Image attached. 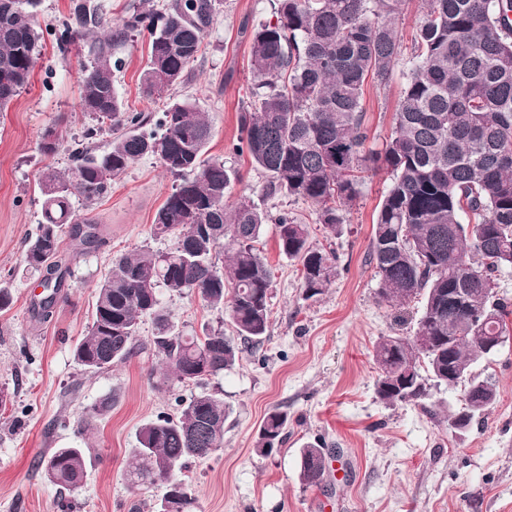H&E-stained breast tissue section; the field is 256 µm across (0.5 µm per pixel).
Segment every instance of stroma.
Wrapping results in <instances>:
<instances>
[{"label":"stroma","mask_w":512,"mask_h":512,"mask_svg":"<svg viewBox=\"0 0 512 512\" xmlns=\"http://www.w3.org/2000/svg\"><path fill=\"white\" fill-rule=\"evenodd\" d=\"M77 2L41 0L36 15L41 54L31 84L0 112V285L13 296L0 310V390L11 396L0 408V512H151L158 489L137 491L125 478L137 433L159 413L177 415L180 401L200 392L221 398L228 417L221 448L189 461L182 473L197 497L194 512H318L323 500L333 502V512H512V340L475 365V375L491 381L497 397L465 430L448 425L449 413L462 406L460 388L432 383L418 402L387 404L376 395L375 343L383 336L412 334L420 308L414 301L400 312L381 302L368 260L389 174L380 170L365 179L356 201L342 210V234L334 236L317 224L310 201L261 197L265 174L230 150L253 83L250 41L240 26L269 19L272 0H216L214 21L188 80L163 98L142 92L145 34L113 44L112 56L122 67L112 79L126 111L154 115L167 104L187 102L203 113L213 129L208 157L239 175L229 199L247 195L271 215L285 211L306 224L310 245L336 257L329 290L306 297L298 262L280 254L278 228L266 224L258 247L273 274L270 327L261 345L233 370L199 384L158 386L160 359L150 345L154 324L144 316L135 355L112 368L85 372L73 349L92 322L96 286L113 260L176 243L153 234L155 215L175 181L147 155L93 206L73 197L78 218L98 224L104 243L89 247L62 234L58 261L70 271L66 300L51 321L34 318L38 276L22 257L42 220L38 179L47 166H71L69 149L91 124L79 107L82 71L94 59L89 43L77 41L65 53L57 45ZM409 68L408 57H401L387 85L367 87L369 147L381 148L389 137ZM48 127L61 142L52 155L39 149ZM159 295L176 332L198 336L212 327L234 336L228 314L197 296L164 288ZM107 397L110 411L85 426L87 411ZM275 407L288 414V436L269 453H257L260 426ZM309 443L336 455V480L316 487L299 481V451ZM61 444L89 449L92 457L82 484L71 492L49 484L37 466L44 452Z\"/></svg>","instance_id":"1"}]
</instances>
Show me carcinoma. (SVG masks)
Wrapping results in <instances>:
<instances>
[{
    "instance_id": "1",
    "label": "carcinoma",
    "mask_w": 512,
    "mask_h": 512,
    "mask_svg": "<svg viewBox=\"0 0 512 512\" xmlns=\"http://www.w3.org/2000/svg\"><path fill=\"white\" fill-rule=\"evenodd\" d=\"M40 2L0 0L1 111L30 84L41 47L35 22ZM402 2L274 0L272 19L252 30V99L240 112L233 151L267 175L263 195L311 201L318 223L334 235L341 233V208L359 194L362 174L390 173L369 262L381 301L402 307L420 297L422 305L413 335L376 342V393L388 403L425 398L423 364L438 385L465 379L464 407L448 415L450 427L464 430L496 400L495 387L474 376V365L512 335L506 321L512 304L494 291L496 274L512 270V0H427L393 131L376 150L367 147L364 93L370 84L388 83L402 54L395 26ZM214 13L215 0H172L163 13L135 11L114 25L95 0H82L58 39L65 53L77 38L108 32L80 85L81 109L93 125L74 141L73 165L48 167L39 180L42 221L25 244L23 261L48 277L32 310L45 321L62 299L65 277L56 258L63 225H71L85 245L104 243L95 224L78 222L74 194L95 204L146 155L176 181L154 219V234L175 235L176 246L123 256L99 284L92 324L74 350L89 372L133 355L143 315L152 317L154 351L177 381L197 382L235 367L246 348L263 342L270 325L272 275L254 242L271 220L279 251L301 265L306 296L331 286L334 256L309 244L307 225L286 212L273 218L247 196L227 204L237 175L206 156L212 128L203 113L175 102L147 131L151 116L123 111L112 82L120 61L111 60V44L148 32L142 88L159 99L185 81ZM103 134L112 142L99 154L90 139ZM225 247L223 271L214 258ZM161 286L226 310L237 338L221 330L175 333L161 306ZM226 418L224 402L201 392L182 401L178 416L162 413L145 423L127 462V480L135 487L160 484L173 512H193L196 496L176 493L179 473L187 461L221 447ZM287 425L286 412H269L257 451L283 442ZM327 456L316 445L301 448L304 485L322 482ZM88 463L85 449L68 446L39 460L46 480L61 491L81 485Z\"/></svg>"
}]
</instances>
